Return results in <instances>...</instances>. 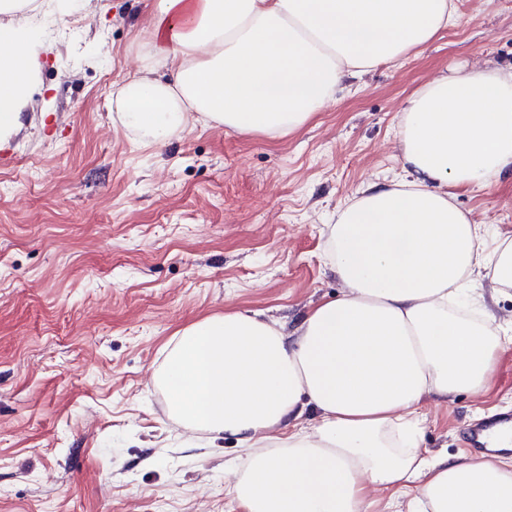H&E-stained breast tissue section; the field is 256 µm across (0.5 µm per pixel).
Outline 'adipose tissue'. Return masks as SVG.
Instances as JSON below:
<instances>
[{
  "label": "adipose tissue",
  "instance_id": "adipose-tissue-1",
  "mask_svg": "<svg viewBox=\"0 0 512 512\" xmlns=\"http://www.w3.org/2000/svg\"><path fill=\"white\" fill-rule=\"evenodd\" d=\"M0 0V137L19 129L42 37ZM458 0H151L139 66L112 92L144 144L191 126L284 137L345 83L458 24ZM405 176L370 184L328 225L338 298L296 323L232 309L179 329L153 380L169 419L245 455L228 473L240 512H371L379 488L408 512H512V461L431 453L424 400L480 393L506 330L462 304L491 275L512 288V236L488 248L454 201L512 170V71L439 73L401 107Z\"/></svg>",
  "mask_w": 512,
  "mask_h": 512
}]
</instances>
